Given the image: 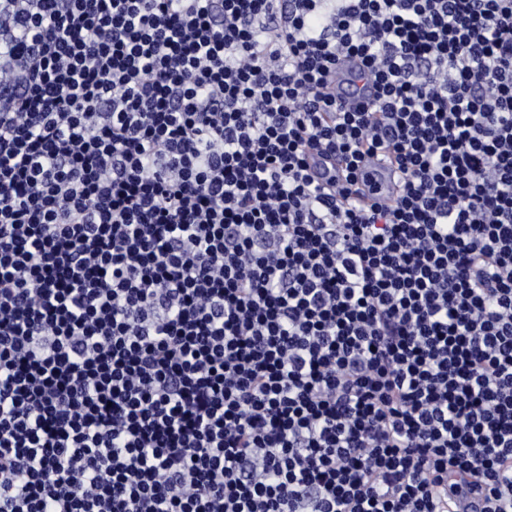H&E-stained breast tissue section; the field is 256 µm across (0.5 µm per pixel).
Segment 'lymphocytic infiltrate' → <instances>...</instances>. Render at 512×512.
Returning a JSON list of instances; mask_svg holds the SVG:
<instances>
[{"label": "lymphocytic infiltrate", "mask_w": 512, "mask_h": 512, "mask_svg": "<svg viewBox=\"0 0 512 512\" xmlns=\"http://www.w3.org/2000/svg\"><path fill=\"white\" fill-rule=\"evenodd\" d=\"M461 498L512 512V0H0V512ZM365 168L376 182V190L374 191L375 197L370 198V201L383 203L392 202L395 199V193L392 184L389 182L388 173L384 164L378 159L373 158L365 164Z\"/></svg>", "instance_id": "lymphocytic-infiltrate-1"}]
</instances>
